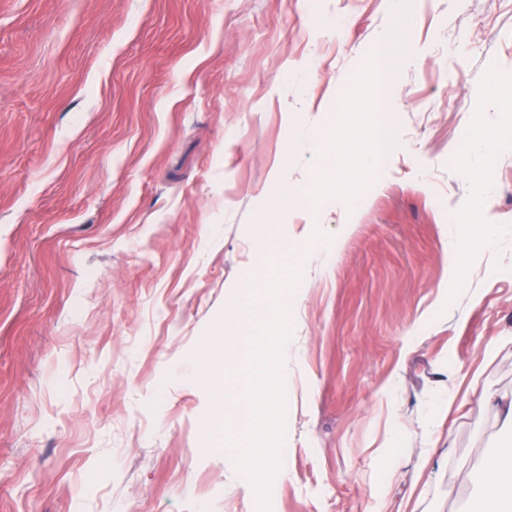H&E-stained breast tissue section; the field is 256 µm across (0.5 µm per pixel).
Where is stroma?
<instances>
[{
    "label": "stroma",
    "mask_w": 512,
    "mask_h": 512,
    "mask_svg": "<svg viewBox=\"0 0 512 512\" xmlns=\"http://www.w3.org/2000/svg\"><path fill=\"white\" fill-rule=\"evenodd\" d=\"M492 71L512 0H0V512H257L222 438L274 240L340 252L290 296L270 512H471L512 438V244L448 264L512 232ZM503 240L494 224H485L483 232L476 237L455 239L448 251L449 264L453 274L461 267L462 258L475 246H496Z\"/></svg>",
    "instance_id": "35a3bbf8"
}]
</instances>
